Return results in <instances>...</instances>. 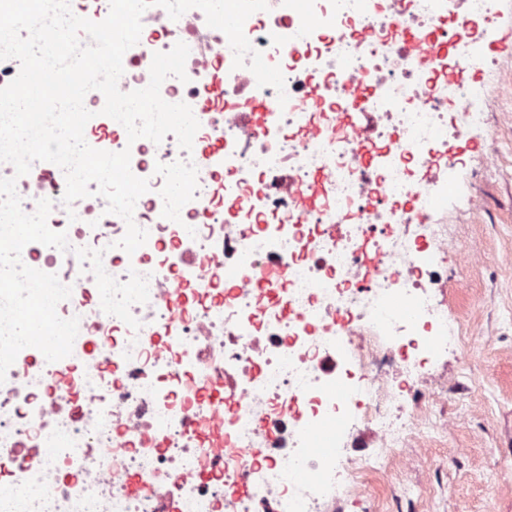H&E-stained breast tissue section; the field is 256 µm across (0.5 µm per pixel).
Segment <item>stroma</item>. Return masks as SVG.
<instances>
[{
	"label": "stroma",
	"instance_id": "obj_1",
	"mask_svg": "<svg viewBox=\"0 0 512 512\" xmlns=\"http://www.w3.org/2000/svg\"><path fill=\"white\" fill-rule=\"evenodd\" d=\"M484 45L486 63L468 80L485 124L463 139L457 189L444 219L448 249L438 294L463 350L432 360L418 383L416 407L428 427L401 449L403 486L375 479L335 512H512V99L496 75L512 70V0ZM481 195L483 212L471 198ZM481 260L465 264L464 251ZM447 429H440V421Z\"/></svg>",
	"mask_w": 512,
	"mask_h": 512
}]
</instances>
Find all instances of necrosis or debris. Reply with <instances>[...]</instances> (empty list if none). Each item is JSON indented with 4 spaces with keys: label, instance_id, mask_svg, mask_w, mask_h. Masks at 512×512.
<instances>
[{
    "label": "necrosis or debris",
    "instance_id": "1",
    "mask_svg": "<svg viewBox=\"0 0 512 512\" xmlns=\"http://www.w3.org/2000/svg\"><path fill=\"white\" fill-rule=\"evenodd\" d=\"M268 0L244 33L264 61L279 66L286 102L233 68L220 30L193 8L172 20L152 6L138 43L123 57L118 86L149 80L143 60L184 42L187 81L168 77L160 94L187 103L200 127L192 150L174 135L128 142L107 130L105 98L89 91L85 138L130 149V168L147 179L133 220L147 231L134 253L117 248L126 232L106 201H75L65 225L70 251L25 246L22 262L62 266L71 286L61 318H78L66 362L77 386L58 383L59 365L36 348L20 351L0 384V459L18 460L0 480V512H334L368 476L393 460L423 416L406 411L415 374L459 349L456 328L434 297L441 279L435 253L448 234L447 210L460 158L454 144L481 122L463 80L427 69L411 31L425 45L447 46L448 66L477 62L497 17L495 0ZM224 73V95L251 91L263 101L275 136L250 128L244 113L201 108L204 76ZM329 90L324 112L304 106L310 80ZM354 120L340 127L342 111ZM224 159L204 163L213 138ZM377 151L364 157L359 143ZM41 163L15 178L22 209L63 195L66 181L40 183ZM324 178L325 204L307 214L292 187ZM102 251L116 280L149 278V299L130 307L132 330L101 308L89 262L76 249ZM374 251L375 272L364 256ZM279 264L283 286L259 293L254 274ZM182 289L171 313L165 293ZM224 397L232 450L212 447L193 425ZM373 425L376 456L350 466L354 430ZM248 497L236 493L238 483Z\"/></svg>",
    "mask_w": 512,
    "mask_h": 512
}]
</instances>
